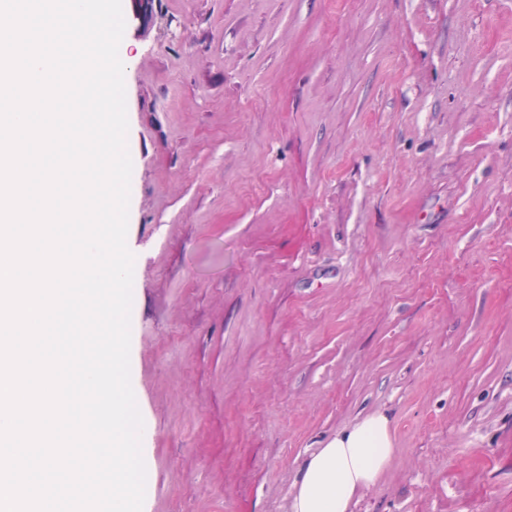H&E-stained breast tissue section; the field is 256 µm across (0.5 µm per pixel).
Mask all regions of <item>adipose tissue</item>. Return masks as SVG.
<instances>
[{"label":"adipose tissue","mask_w":512,"mask_h":512,"mask_svg":"<svg viewBox=\"0 0 512 512\" xmlns=\"http://www.w3.org/2000/svg\"><path fill=\"white\" fill-rule=\"evenodd\" d=\"M396 456L389 416L364 417L310 454L301 467L290 512H353L376 488Z\"/></svg>","instance_id":"ef3b65f1"}]
</instances>
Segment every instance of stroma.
<instances>
[{
  "label": "stroma",
  "mask_w": 512,
  "mask_h": 512,
  "mask_svg": "<svg viewBox=\"0 0 512 512\" xmlns=\"http://www.w3.org/2000/svg\"><path fill=\"white\" fill-rule=\"evenodd\" d=\"M143 512H512V0H122ZM396 456L389 416L364 417L310 454L301 467L290 512H353L376 488Z\"/></svg>",
  "instance_id": "obj_1"
}]
</instances>
